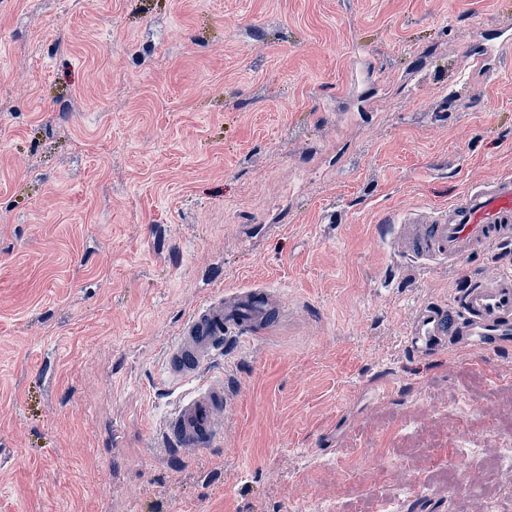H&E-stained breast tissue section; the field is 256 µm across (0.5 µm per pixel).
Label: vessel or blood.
Masks as SVG:
<instances>
[{
    "instance_id": "1",
    "label": "vessel or blood",
    "mask_w": 512,
    "mask_h": 512,
    "mask_svg": "<svg viewBox=\"0 0 512 512\" xmlns=\"http://www.w3.org/2000/svg\"><path fill=\"white\" fill-rule=\"evenodd\" d=\"M413 229L407 251L423 262L462 261L489 243L512 241V176L474 184L450 206L415 208L405 218ZM274 294L263 287L216 295L181 324L164 352L169 384L186 386L161 428L162 446L201 451L224 438L228 398L223 378L210 367L228 334L253 335L279 315ZM512 341V268L471 279L458 302L419 309L408 342L423 355L447 343L471 348L503 347Z\"/></svg>"
}]
</instances>
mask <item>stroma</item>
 <instances>
[{
    "label": "stroma",
    "mask_w": 512,
    "mask_h": 512,
    "mask_svg": "<svg viewBox=\"0 0 512 512\" xmlns=\"http://www.w3.org/2000/svg\"><path fill=\"white\" fill-rule=\"evenodd\" d=\"M504 40L512 0H0V512H512V346L407 341L512 246L391 224L512 174ZM252 286L222 446L157 448L163 346Z\"/></svg>",
    "instance_id": "obj_1"
}]
</instances>
